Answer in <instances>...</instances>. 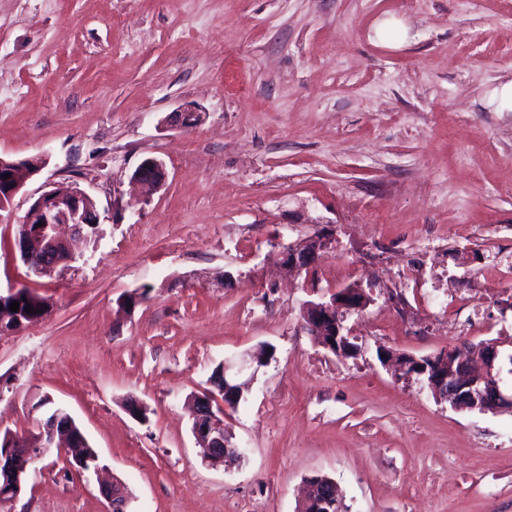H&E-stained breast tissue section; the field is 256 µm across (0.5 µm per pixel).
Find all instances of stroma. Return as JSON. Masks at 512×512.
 Here are the masks:
<instances>
[{
	"label": "stroma",
	"instance_id": "1",
	"mask_svg": "<svg viewBox=\"0 0 512 512\" xmlns=\"http://www.w3.org/2000/svg\"><path fill=\"white\" fill-rule=\"evenodd\" d=\"M511 81L512 0H0V157L47 159L0 213V289L49 304L0 335V428L65 408L131 512H295L316 475L347 512H512V413L454 409L377 357L493 343L512 392V112L489 103ZM183 109L188 130L168 120ZM147 158L168 174L149 195L131 181ZM49 181L95 199L99 234L36 277L15 237ZM315 236L314 269L286 272L283 248ZM441 251L449 287L485 288L479 326L448 337L424 310L403 329L389 268L360 264ZM349 286L370 302L341 358L302 311ZM264 346L224 418L242 455L209 466L187 399ZM107 508L50 448L11 512Z\"/></svg>",
	"mask_w": 512,
	"mask_h": 512
}]
</instances>
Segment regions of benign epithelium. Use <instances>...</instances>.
I'll use <instances>...</instances> for the list:
<instances>
[{
	"instance_id": "1",
	"label": "benign epithelium",
	"mask_w": 512,
	"mask_h": 512,
	"mask_svg": "<svg viewBox=\"0 0 512 512\" xmlns=\"http://www.w3.org/2000/svg\"><path fill=\"white\" fill-rule=\"evenodd\" d=\"M199 120L191 110L175 112L169 121L189 129ZM46 165V158L34 156L20 160L0 158V207L8 203L24 188L28 179ZM133 179L149 191L165 185L167 171L164 164L153 158L143 160L133 173ZM97 207L92 197L77 186L60 187L50 183L31 203L22 223L37 228L18 245L21 261L36 275L53 272L59 265L75 261L69 243L59 234V227L68 226L72 233L85 239L97 229ZM324 247L323 239L313 237L288 245L284 250V264L289 271L311 270ZM369 298L359 289L342 288L327 301H309L303 307L302 329L307 331L325 350L339 357H347L355 346L344 333L342 311L359 312ZM272 351L254 354L235 366L224 363L212 376V389L193 400L192 433L205 449L204 460L222 463L239 456L238 449L229 441L224 430V411L235 407L248 390L251 380H240L245 369L257 374L269 364ZM497 348L484 345L478 350L454 347L433 357L414 356L386 349L382 364L392 366L402 377L423 383L437 398L460 410H478L482 413L509 412L512 395L503 392L499 372L495 371ZM88 439L78 428L72 416L57 407L50 418L39 426L38 442L28 444L10 430H0V446L8 449L24 447L26 452L4 455L0 459V481L18 499L29 479V468L46 448H57L61 455L74 462L81 471L98 468V455L87 456L84 444ZM101 494L108 502L107 512H128L129 497L116 484L103 485ZM342 498L336 483L325 475L310 479V489L299 503L297 512H337Z\"/></svg>"
}]
</instances>
